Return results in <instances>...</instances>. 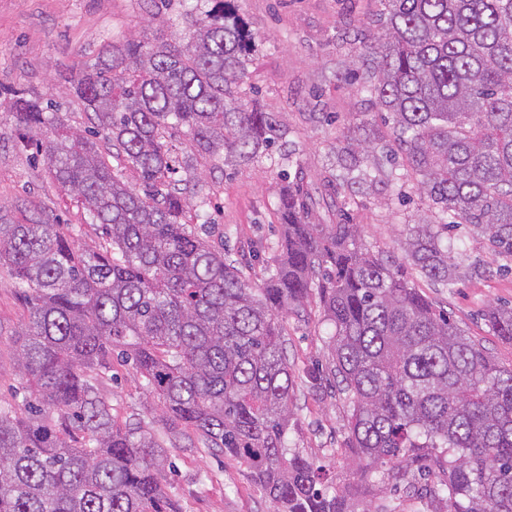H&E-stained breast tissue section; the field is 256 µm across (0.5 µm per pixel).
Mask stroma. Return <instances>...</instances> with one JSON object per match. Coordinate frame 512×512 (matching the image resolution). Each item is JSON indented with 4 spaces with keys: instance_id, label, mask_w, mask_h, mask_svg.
I'll list each match as a JSON object with an SVG mask.
<instances>
[{
    "instance_id": "1",
    "label": "stroma",
    "mask_w": 512,
    "mask_h": 512,
    "mask_svg": "<svg viewBox=\"0 0 512 512\" xmlns=\"http://www.w3.org/2000/svg\"><path fill=\"white\" fill-rule=\"evenodd\" d=\"M196 0H0V218L22 224L40 217L58 225L79 244L102 245L96 227L52 179L43 158L21 148L12 130L7 103L13 91L54 102L69 124L89 127V114L72 94L69 79L93 64L100 49L117 39L148 40L157 33H179V14ZM239 11L256 33V54L248 66L252 96L286 131L283 165L269 162L232 167L223 157L198 156L183 134L172 136L174 155L191 161L202 193L211 200L207 218H192L209 244L231 258L250 252V283H260L280 239L276 208L283 171L305 165L311 176L331 164L329 155L350 123L380 124L381 114L338 63L352 50L353 32L375 31L377 0H239ZM429 203L413 183L400 193L385 187L357 196L348 210L362 241L374 252L402 257L407 225L428 214ZM462 250L461 268L477 275L441 288L421 277L413 282L448 312L451 320L512 367V342L490 335L483 319L488 305L512 306V267H503L483 236L468 225L452 233ZM29 305L14 279L0 269V398L11 399L19 380L14 371L15 336L28 321ZM288 358L299 372L331 365L318 300L304 316L286 314ZM117 422L132 417L158 420L131 365L113 356L104 379ZM349 402L334 382L314 386L297 381L286 434L289 448L322 462L328 487H348L356 503L393 506L395 512H445L442 501L425 503L415 493L392 489L378 474L365 473L345 451ZM174 465L167 480L182 512H269L244 465L198 447L169 451Z\"/></svg>"
}]
</instances>
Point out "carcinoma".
Wrapping results in <instances>:
<instances>
[{
	"label": "carcinoma",
	"mask_w": 512,
	"mask_h": 512,
	"mask_svg": "<svg viewBox=\"0 0 512 512\" xmlns=\"http://www.w3.org/2000/svg\"><path fill=\"white\" fill-rule=\"evenodd\" d=\"M201 2L185 39L114 41L73 77L97 120L90 136L47 102L10 101L19 141L44 153L107 245L83 247L42 219L0 224V267L29 293L15 337L27 396L0 401V512H178L166 448L199 444L245 465L270 512H353L285 443L296 374L282 314H304L314 294L351 404L348 450L389 479L444 471L420 495L447 512H512V367L405 273L453 287L448 229L461 224L512 263V0H379L384 35L359 38L345 69L384 127H347L315 187L300 163L284 173V235L258 288L184 222L175 175L188 166L166 140L181 132L235 166L279 164L283 129L248 99L252 23L238 0ZM409 179L433 218L408 225L403 261L385 260L339 198ZM485 322L512 342V307H489ZM117 346L163 412L160 435L112 417L99 376Z\"/></svg>",
	"instance_id": "cac0c4a2"
}]
</instances>
